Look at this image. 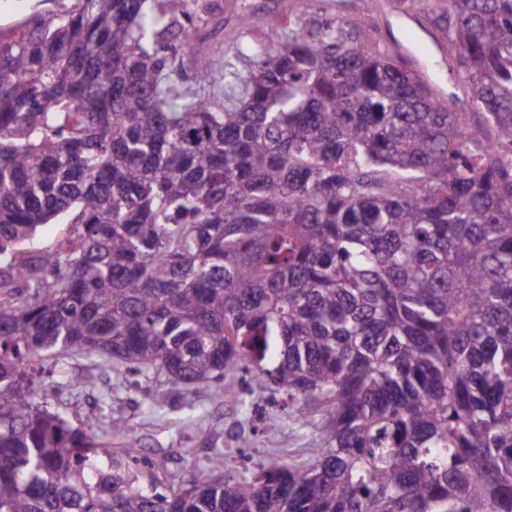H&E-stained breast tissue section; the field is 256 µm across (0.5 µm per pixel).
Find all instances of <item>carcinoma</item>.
Masks as SVG:
<instances>
[{"mask_svg":"<svg viewBox=\"0 0 512 512\" xmlns=\"http://www.w3.org/2000/svg\"><path fill=\"white\" fill-rule=\"evenodd\" d=\"M438 2L502 151L340 25L239 49L243 76L188 0L0 33V512H512V0ZM70 354L187 390L246 368L325 447L248 475L216 448L161 492L138 448L101 466L120 422L35 399Z\"/></svg>","mask_w":512,"mask_h":512,"instance_id":"obj_1","label":"carcinoma"}]
</instances>
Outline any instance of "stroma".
Returning a JSON list of instances; mask_svg holds the SVG:
<instances>
[{"label":"stroma","mask_w":512,"mask_h":512,"mask_svg":"<svg viewBox=\"0 0 512 512\" xmlns=\"http://www.w3.org/2000/svg\"><path fill=\"white\" fill-rule=\"evenodd\" d=\"M195 23L216 32L217 58L232 55L237 43L275 39L290 19L302 16L315 23H339L363 35L365 47L379 49L412 70L424 72L428 82L444 89L449 106L468 113L472 124L484 120L474 106L467 79L458 68L448 43V19L436 0H195ZM73 0H0V31L8 32L39 12L60 11ZM252 15L250 27L240 18ZM39 398L49 409L64 412L72 424L106 415L122 419L124 440L136 442L145 454L162 459L161 488L178 486L191 461H205L214 448H234L248 442L254 462L267 465L281 453L304 461L321 447L319 416L295 417L287 402L267 413L264 398L246 399L211 392L196 397L181 390L168 392L162 406H149L154 382L130 376L81 355L62 363L44 364ZM83 380V387L59 386L60 374ZM276 419L278 431L266 425ZM196 451L187 459L185 449Z\"/></svg>","instance_id":"stroma-1"}]
</instances>
